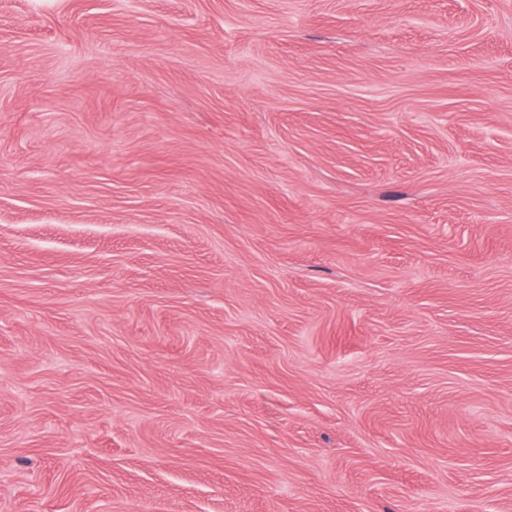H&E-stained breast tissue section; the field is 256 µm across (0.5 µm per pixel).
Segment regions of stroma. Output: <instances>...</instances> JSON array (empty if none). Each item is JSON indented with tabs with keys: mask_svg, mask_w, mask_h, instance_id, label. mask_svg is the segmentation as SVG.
Returning <instances> with one entry per match:
<instances>
[{
	"mask_svg": "<svg viewBox=\"0 0 512 512\" xmlns=\"http://www.w3.org/2000/svg\"><path fill=\"white\" fill-rule=\"evenodd\" d=\"M0 512H512V0H0Z\"/></svg>",
	"mask_w": 512,
	"mask_h": 512,
	"instance_id": "35a3bbf8",
	"label": "stroma"
}]
</instances>
